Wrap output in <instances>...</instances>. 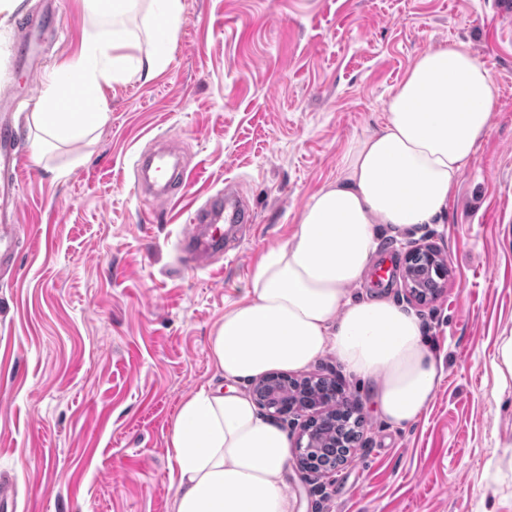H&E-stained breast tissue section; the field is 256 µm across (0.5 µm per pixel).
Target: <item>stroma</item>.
<instances>
[{"label": "stroma", "mask_w": 512, "mask_h": 512, "mask_svg": "<svg viewBox=\"0 0 512 512\" xmlns=\"http://www.w3.org/2000/svg\"><path fill=\"white\" fill-rule=\"evenodd\" d=\"M18 0L0 19V92L19 103L25 175L12 270H0V478L9 512H173L168 432L181 401L222 378L216 323L262 254L290 237L310 198L335 181L350 143L379 127L393 88L425 51L457 44L500 95L444 214L381 236L358 298L413 309L443 379L414 424L387 423L372 385L334 354L294 378H334L364 420L348 461L286 473L291 512H512V385L497 389V346L512 335V0H183L168 67L105 86L107 123L35 161L30 95L78 51L92 19L60 0V41L41 76L15 67ZM169 142L192 171L180 200L154 205L135 163ZM253 210L235 250L199 269L179 241L189 214L225 181ZM430 244L448 277L415 302L406 251Z\"/></svg>", "instance_id": "obj_1"}]
</instances>
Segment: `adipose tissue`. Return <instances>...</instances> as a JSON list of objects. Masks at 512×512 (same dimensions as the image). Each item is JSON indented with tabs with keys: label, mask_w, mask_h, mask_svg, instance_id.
Here are the masks:
<instances>
[{
	"label": "adipose tissue",
	"mask_w": 512,
	"mask_h": 512,
	"mask_svg": "<svg viewBox=\"0 0 512 512\" xmlns=\"http://www.w3.org/2000/svg\"><path fill=\"white\" fill-rule=\"evenodd\" d=\"M92 7L111 18V36L85 31L32 115L55 141L76 142L107 121L102 84L162 72L183 17L182 0H94ZM141 8L155 42L148 52L123 29ZM70 87L84 92L91 109L72 111ZM499 93L490 70L462 48L419 55L389 95L381 128L352 143L340 176L312 196L286 243L262 256L209 338L228 388L200 387L181 402L169 430L175 512H290L289 437L237 383L302 369L329 351L373 382L378 411L392 424L409 426L427 410L442 368L419 319L382 299H354L349 289L369 268L379 225L405 231L445 212Z\"/></svg>",
	"instance_id": "1"
}]
</instances>
